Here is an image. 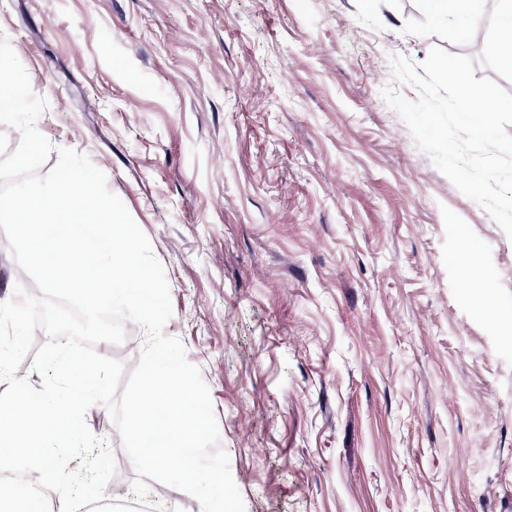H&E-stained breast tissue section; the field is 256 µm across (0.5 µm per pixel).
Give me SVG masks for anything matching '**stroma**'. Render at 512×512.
<instances>
[{"label": "stroma", "mask_w": 512, "mask_h": 512, "mask_svg": "<svg viewBox=\"0 0 512 512\" xmlns=\"http://www.w3.org/2000/svg\"><path fill=\"white\" fill-rule=\"evenodd\" d=\"M498 26L494 0H0L47 167L86 154L164 267L245 512H512V239L381 94L416 99L391 59L435 46L512 93Z\"/></svg>", "instance_id": "1"}]
</instances>
